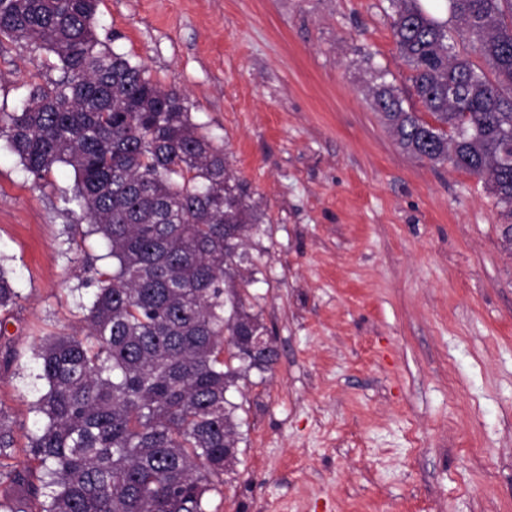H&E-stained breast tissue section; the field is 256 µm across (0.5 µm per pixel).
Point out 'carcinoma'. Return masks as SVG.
Masks as SVG:
<instances>
[{
  "instance_id": "carcinoma-1",
  "label": "carcinoma",
  "mask_w": 512,
  "mask_h": 512,
  "mask_svg": "<svg viewBox=\"0 0 512 512\" xmlns=\"http://www.w3.org/2000/svg\"><path fill=\"white\" fill-rule=\"evenodd\" d=\"M389 2L425 112L375 70L381 120L407 154L479 178L512 218V0H443L444 18L425 0ZM98 5L0 0V41L51 53L60 71L0 112V138L36 180L72 168L69 202L112 260H82L94 287L83 335L34 348L44 389L30 464L6 463L15 439L0 407V512H208L241 443L231 392L278 357L250 293L260 269L247 244L265 213L177 87L102 45ZM18 298L0 268V312Z\"/></svg>"
}]
</instances>
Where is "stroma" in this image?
<instances>
[{
  "mask_svg": "<svg viewBox=\"0 0 512 512\" xmlns=\"http://www.w3.org/2000/svg\"><path fill=\"white\" fill-rule=\"evenodd\" d=\"M98 37L222 143L266 214L251 289L280 351L234 393L238 461L210 512H512V246L476 177L405 153L371 105V73L411 86L388 0H100ZM0 44V111L58 78ZM74 173L37 181L0 139V405L15 462L39 424L33 347L73 333Z\"/></svg>",
  "mask_w": 512,
  "mask_h": 512,
  "instance_id": "1",
  "label": "stroma"
}]
</instances>
